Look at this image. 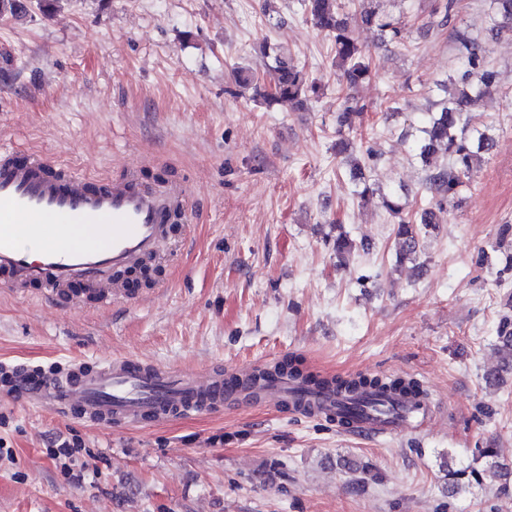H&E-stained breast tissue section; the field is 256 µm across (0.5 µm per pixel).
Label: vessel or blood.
I'll return each instance as SVG.
<instances>
[{
    "mask_svg": "<svg viewBox=\"0 0 512 512\" xmlns=\"http://www.w3.org/2000/svg\"><path fill=\"white\" fill-rule=\"evenodd\" d=\"M142 166L117 177L89 176L41 155L0 146V286L18 293L42 287L50 301L74 308L94 302L142 301V289L120 275L165 246L179 243L174 221L188 210L185 189L175 182H148ZM81 281L86 296H70ZM9 395L105 427L160 424L192 412L261 401L292 416L334 420L336 394L298 386L285 375L253 385V367L203 373L126 357L99 362L15 368ZM393 416L357 419L350 434L389 437L435 417L430 399L396 396Z\"/></svg>",
    "mask_w": 512,
    "mask_h": 512,
    "instance_id": "obj_1",
    "label": "vessel or blood"
}]
</instances>
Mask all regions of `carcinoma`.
Returning a JSON list of instances; mask_svg holds the SVG:
<instances>
[{
  "label": "carcinoma",
  "instance_id": "cac0c4a2",
  "mask_svg": "<svg viewBox=\"0 0 512 512\" xmlns=\"http://www.w3.org/2000/svg\"><path fill=\"white\" fill-rule=\"evenodd\" d=\"M489 19L496 31L512 30V0H490ZM301 8L308 19L333 41L336 52V69L345 88L350 90L343 101L336 122L341 129L358 132L365 119V105L351 91L370 76L369 52L354 37L349 27L341 0H301ZM362 22L377 28L392 40L400 39L401 23L392 16L370 7L361 14ZM453 40L463 58L466 70L458 77L451 76L442 84L447 100L438 112L428 113L424 136L416 146L417 156L430 170L425 178L424 190L430 195L428 206L413 216L409 202L401 201L391 192L363 183L356 191L361 202L377 199L379 206L390 216L398 219L397 235L402 241V251L410 256L416 253L420 226L441 223V216L448 214V206L454 203L464 178L479 168L494 146L492 128L479 122L472 114V106L496 87L497 74L486 65L470 38L460 30H452ZM263 57L272 60L267 65L270 79L269 90L264 97L287 102L303 108L319 97V88L310 82L284 48L265 42L261 45ZM352 243L341 234L336 237L337 265H349ZM497 353L503 366L512 370V318L501 319L498 330ZM288 374L307 385H322L324 381L305 372L295 358H285L271 368L260 370L256 379L265 380L272 374ZM336 391L345 394L338 404V415L343 419H356L367 413L387 414L393 411L386 399L390 389L416 388V382L400 379L360 375L350 379L330 380ZM477 458L486 460L482 470L455 468L447 465L448 492L456 494L470 488L472 483L481 484L486 479L505 484L512 481V464L498 461L495 448L477 449Z\"/></svg>",
  "mask_w": 512,
  "mask_h": 512
}]
</instances>
